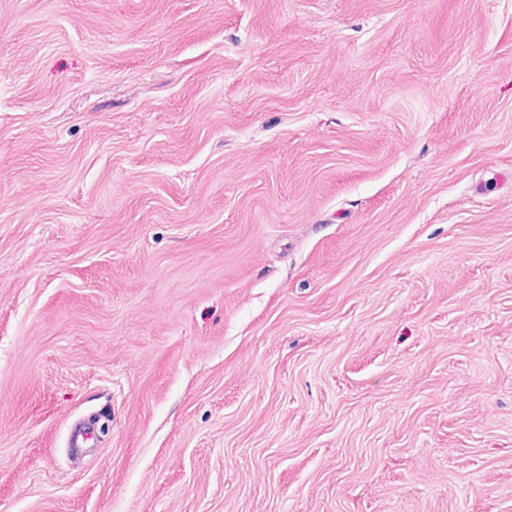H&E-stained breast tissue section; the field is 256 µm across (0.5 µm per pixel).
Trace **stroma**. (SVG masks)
Instances as JSON below:
<instances>
[{
    "label": "stroma",
    "mask_w": 512,
    "mask_h": 512,
    "mask_svg": "<svg viewBox=\"0 0 512 512\" xmlns=\"http://www.w3.org/2000/svg\"><path fill=\"white\" fill-rule=\"evenodd\" d=\"M0 512H512V0H0Z\"/></svg>",
    "instance_id": "stroma-1"
}]
</instances>
